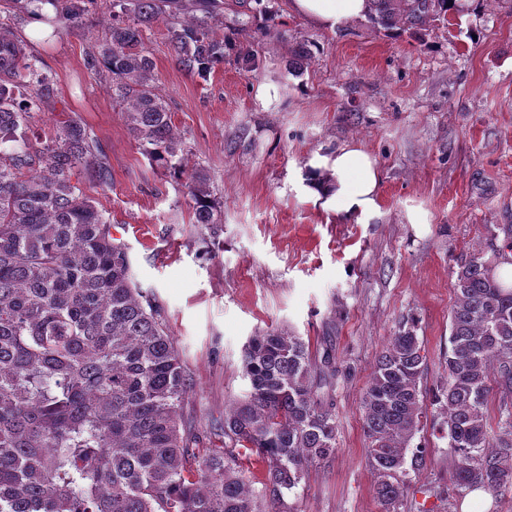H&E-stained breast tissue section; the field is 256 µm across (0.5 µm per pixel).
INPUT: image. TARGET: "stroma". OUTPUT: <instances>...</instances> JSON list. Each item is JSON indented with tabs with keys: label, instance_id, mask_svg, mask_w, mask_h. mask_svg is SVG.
Here are the masks:
<instances>
[{
	"label": "stroma",
	"instance_id": "35a3bbf8",
	"mask_svg": "<svg viewBox=\"0 0 512 512\" xmlns=\"http://www.w3.org/2000/svg\"><path fill=\"white\" fill-rule=\"evenodd\" d=\"M209 33L234 50L207 78L182 71L163 23L143 33L188 169H204L217 229L191 223L184 183L138 148L112 103L105 68L110 0H88L82 24L33 27L15 0L14 31L52 74L59 101L34 112L48 136L63 113L96 135L112 179L82 181L128 248L134 282L159 307L193 389L181 410L200 448L248 389L244 348L285 329L331 347L336 452L311 467L285 512H379L360 398L399 321L414 318L427 356L421 386L446 381L453 283L462 259L512 224V0H466L448 21L387 30L370 19L330 31L291 0H211ZM347 142L377 161L376 208L342 223L308 201L297 174ZM415 443L401 512H461L449 496L448 441L432 426Z\"/></svg>",
	"mask_w": 512,
	"mask_h": 512
}]
</instances>
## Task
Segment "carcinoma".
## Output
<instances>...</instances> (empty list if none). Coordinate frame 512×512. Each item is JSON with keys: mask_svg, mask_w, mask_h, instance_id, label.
Listing matches in <instances>:
<instances>
[{"mask_svg": "<svg viewBox=\"0 0 512 512\" xmlns=\"http://www.w3.org/2000/svg\"><path fill=\"white\" fill-rule=\"evenodd\" d=\"M32 18L68 27L85 0H26ZM167 0H112L104 42L87 55L112 76V100L149 160L185 186L192 223L219 224L206 172L187 174L143 29L162 22L178 67L205 78L232 49L207 22L171 14ZM453 0H371V20L418 28L445 19ZM50 4L55 16L42 12ZM0 17V512H280L308 468L336 451L325 400L336 368L285 329L252 336L244 355L248 391L227 412L222 448H190L180 407L188 375L158 307L135 288L125 245L73 177L100 184L111 173L98 142L75 118L30 141V113L57 97L52 77ZM502 244L460 263L453 283L447 383L436 396L459 494L512 491V286L493 273ZM426 363L412 319L398 323L361 396L367 458L380 512H400L406 464L427 407ZM500 393L498 432L487 416ZM412 456H407V453ZM261 470V489L242 459Z\"/></svg>", "mask_w": 512, "mask_h": 512, "instance_id": "obj_1", "label": "carcinoma"}]
</instances>
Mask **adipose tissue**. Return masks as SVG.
Here are the masks:
<instances>
[{
    "mask_svg": "<svg viewBox=\"0 0 512 512\" xmlns=\"http://www.w3.org/2000/svg\"><path fill=\"white\" fill-rule=\"evenodd\" d=\"M292 9L329 29L362 18L368 0H292ZM375 159L360 145L346 143L317 155L299 176V188L312 203L343 222H362L374 209L379 185Z\"/></svg>",
    "mask_w": 512,
    "mask_h": 512,
    "instance_id": "adipose-tissue-1",
    "label": "adipose tissue"
}]
</instances>
